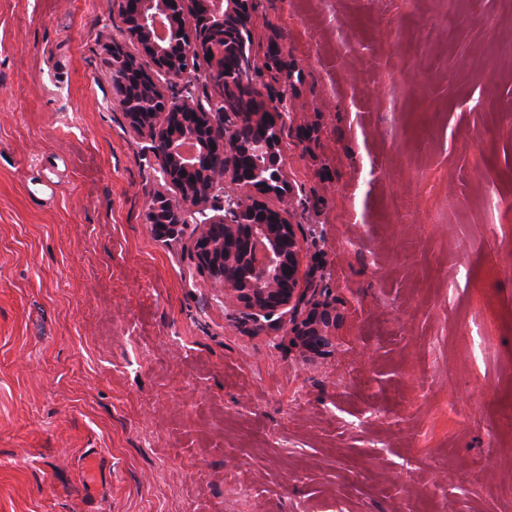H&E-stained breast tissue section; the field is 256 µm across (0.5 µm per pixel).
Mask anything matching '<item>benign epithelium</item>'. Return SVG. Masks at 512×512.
Listing matches in <instances>:
<instances>
[{"instance_id":"7a95c632","label":"benign epithelium","mask_w":512,"mask_h":512,"mask_svg":"<svg viewBox=\"0 0 512 512\" xmlns=\"http://www.w3.org/2000/svg\"><path fill=\"white\" fill-rule=\"evenodd\" d=\"M124 17L105 41L118 104L149 143L159 189L145 220L163 240H179L194 219L190 253L210 286L260 326L290 324L300 348L336 345V299L303 288V246L292 223L294 195L280 162L285 100L268 102L254 85L237 112L204 106L188 82L192 60L211 55L212 75L229 90L245 86L236 30L252 0H112ZM196 17L187 28L183 14ZM133 42L138 53L128 50ZM152 63L143 68L140 58ZM163 75L168 84L158 79ZM275 196L279 205L265 198Z\"/></svg>"}]
</instances>
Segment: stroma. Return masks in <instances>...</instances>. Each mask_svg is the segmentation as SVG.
<instances>
[{
    "mask_svg": "<svg viewBox=\"0 0 512 512\" xmlns=\"http://www.w3.org/2000/svg\"><path fill=\"white\" fill-rule=\"evenodd\" d=\"M123 26L0 0V512H512V0H254L320 354L152 234Z\"/></svg>",
    "mask_w": 512,
    "mask_h": 512,
    "instance_id": "35a3bbf8",
    "label": "stroma"
}]
</instances>
